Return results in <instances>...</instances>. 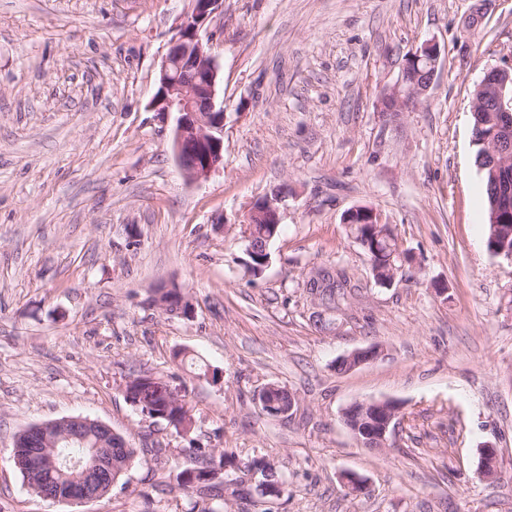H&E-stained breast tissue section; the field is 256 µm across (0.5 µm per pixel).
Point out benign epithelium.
I'll return each mask as SVG.
<instances>
[{
	"instance_id": "benign-epithelium-1",
	"label": "benign epithelium",
	"mask_w": 512,
	"mask_h": 512,
	"mask_svg": "<svg viewBox=\"0 0 512 512\" xmlns=\"http://www.w3.org/2000/svg\"><path fill=\"white\" fill-rule=\"evenodd\" d=\"M191 7L185 13L177 34L171 39L167 54L159 69V88L151 101L157 112L177 114L173 130V153L179 169L189 181L208 178L224 161V102L218 99L219 66L211 46L204 42L200 32L212 19L224 12V0H189ZM439 46L426 41L412 56L425 61L424 68L405 65L396 84L384 94V99L395 103L402 111L428 91L436 76L440 61ZM478 88L481 99L474 100L473 111L486 108L497 113L498 126L512 129V65L488 69ZM285 195L277 191L260 198L245 213L246 253L265 264L269 259L268 245L273 236L255 229L257 224H281V208ZM381 348L359 349L342 358L340 363L351 370L378 359ZM397 406L389 401L356 402L343 412L344 421L353 415L363 423L348 425L359 446L383 448L386 446ZM65 422L73 427L71 438L81 437L82 431L95 429L112 442V429L96 420L71 417ZM480 463L478 476H498V450L490 442L478 448Z\"/></svg>"
}]
</instances>
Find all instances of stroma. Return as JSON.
Here are the masks:
<instances>
[{"instance_id":"stroma-1","label":"stroma","mask_w":512,"mask_h":512,"mask_svg":"<svg viewBox=\"0 0 512 512\" xmlns=\"http://www.w3.org/2000/svg\"><path fill=\"white\" fill-rule=\"evenodd\" d=\"M224 0L207 36L220 65L224 164L187 181L174 115L152 110L189 0H0V512H189L143 453L190 445L262 456L288 485L271 512H512V263L486 245L471 105L512 59V0ZM435 83L404 112L381 95L427 40ZM283 187L270 259L253 272L243 212ZM370 206L409 251L375 283L344 214ZM348 280L315 326L319 271ZM180 286L190 317L153 302ZM379 345L376 362L336 361ZM185 394L179 433L126 397L132 377ZM270 383L295 398L262 415ZM394 402L387 448L342 419ZM82 416L139 454L127 483L84 503L34 495L9 450L27 427ZM498 448L497 478L478 448ZM351 473L367 494L348 493ZM480 463L478 475L482 478H495L498 476V450L490 442L481 444L478 448Z\"/></svg>"}]
</instances>
